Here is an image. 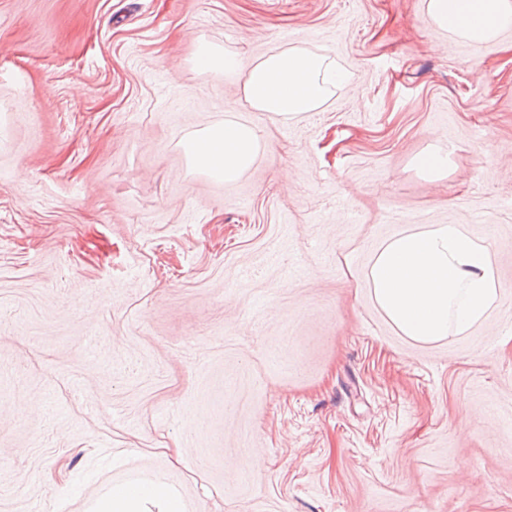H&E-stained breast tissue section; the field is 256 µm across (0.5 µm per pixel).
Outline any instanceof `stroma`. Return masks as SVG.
Wrapping results in <instances>:
<instances>
[{
  "mask_svg": "<svg viewBox=\"0 0 512 512\" xmlns=\"http://www.w3.org/2000/svg\"><path fill=\"white\" fill-rule=\"evenodd\" d=\"M287 42L354 75L288 124L194 68ZM228 117L262 149L224 183L183 143ZM510 142L512 28L423 0H0V512L132 473L189 512H512ZM430 224L490 235L503 289L424 345L367 274ZM424 14L434 32L468 43L494 42L512 27L510 0H424ZM448 161V151L436 146L417 157L416 167L428 180L433 181L448 170Z\"/></svg>",
  "mask_w": 512,
  "mask_h": 512,
  "instance_id": "stroma-1",
  "label": "stroma"
}]
</instances>
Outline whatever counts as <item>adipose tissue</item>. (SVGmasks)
<instances>
[{
    "mask_svg": "<svg viewBox=\"0 0 512 512\" xmlns=\"http://www.w3.org/2000/svg\"><path fill=\"white\" fill-rule=\"evenodd\" d=\"M429 27L463 42L496 41L512 27V0H424ZM198 72L221 71L242 83L245 103L288 122L326 104L352 74L329 55L284 45L243 65L233 53L198 45ZM261 148L250 123L225 120L192 136L185 152L198 170L231 182L255 162ZM368 278L375 301L401 336L433 343L468 335L501 294L492 245L458 224L402 230L376 249ZM85 512H187L182 494L163 479L112 483Z\"/></svg>",
    "mask_w": 512,
    "mask_h": 512,
    "instance_id": "1",
    "label": "adipose tissue"
}]
</instances>
